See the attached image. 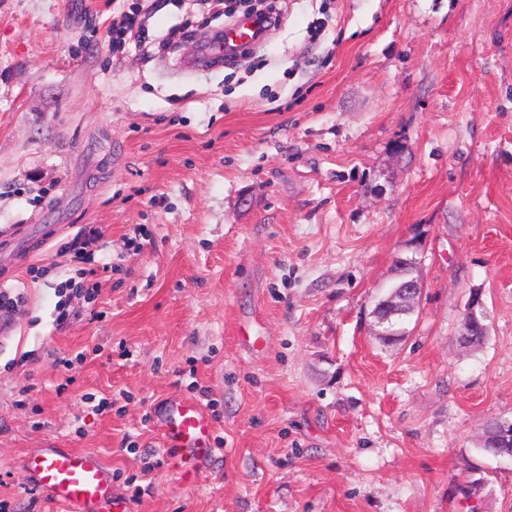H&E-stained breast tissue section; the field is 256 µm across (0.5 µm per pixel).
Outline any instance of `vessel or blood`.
I'll use <instances>...</instances> for the list:
<instances>
[{
    "label": "vessel or blood",
    "instance_id": "1",
    "mask_svg": "<svg viewBox=\"0 0 512 512\" xmlns=\"http://www.w3.org/2000/svg\"><path fill=\"white\" fill-rule=\"evenodd\" d=\"M256 39L254 21L246 19L226 29L223 41L211 44L208 53L217 57ZM160 421L164 444L178 452L181 477H189L220 455L213 423L197 403L169 402ZM22 471L27 482L56 505L58 512H133L131 505L113 501L110 473L95 452L44 448L23 461Z\"/></svg>",
    "mask_w": 512,
    "mask_h": 512
}]
</instances>
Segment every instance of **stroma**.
Returning <instances> with one entry per match:
<instances>
[{
  "mask_svg": "<svg viewBox=\"0 0 512 512\" xmlns=\"http://www.w3.org/2000/svg\"><path fill=\"white\" fill-rule=\"evenodd\" d=\"M281 8L203 70L182 62L226 0H0L8 512H55L22 474L38 448L97 453L137 512H468L474 467L481 512H512V459L477 451L512 419V0ZM399 256L423 290L388 346ZM76 275L92 294L59 315ZM173 398L223 442L190 481L156 423Z\"/></svg>",
  "mask_w": 512,
  "mask_h": 512,
  "instance_id": "obj_1",
  "label": "stroma"
}]
</instances>
